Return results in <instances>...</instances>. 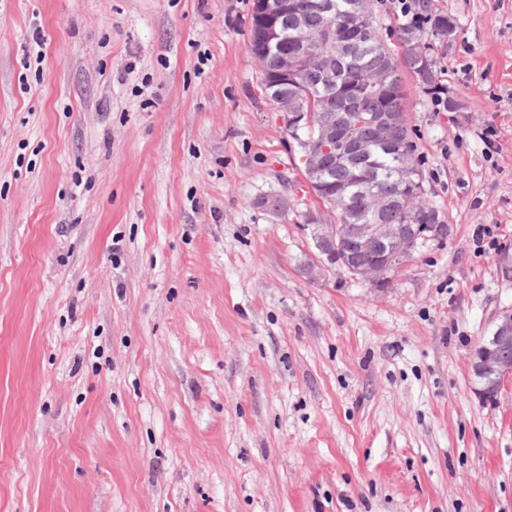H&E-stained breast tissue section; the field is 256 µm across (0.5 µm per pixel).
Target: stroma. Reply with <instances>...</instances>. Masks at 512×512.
I'll return each mask as SVG.
<instances>
[{
	"label": "stroma",
	"instance_id": "obj_1",
	"mask_svg": "<svg viewBox=\"0 0 512 512\" xmlns=\"http://www.w3.org/2000/svg\"><path fill=\"white\" fill-rule=\"evenodd\" d=\"M250 4L0 0V512H512V386L468 366L512 305V0H430L451 234L379 290L305 273Z\"/></svg>",
	"mask_w": 512,
	"mask_h": 512
}]
</instances>
